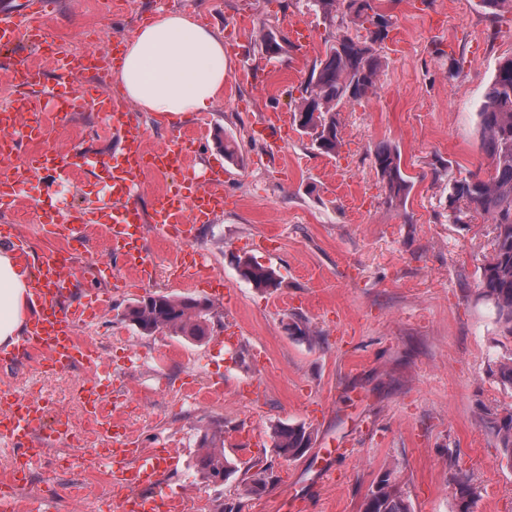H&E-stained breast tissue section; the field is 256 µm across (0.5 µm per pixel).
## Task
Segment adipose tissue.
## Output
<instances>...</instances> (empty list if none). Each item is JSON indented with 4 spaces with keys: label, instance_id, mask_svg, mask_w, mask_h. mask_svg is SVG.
I'll use <instances>...</instances> for the list:
<instances>
[{
    "label": "adipose tissue",
    "instance_id": "ef3b65f1",
    "mask_svg": "<svg viewBox=\"0 0 512 512\" xmlns=\"http://www.w3.org/2000/svg\"><path fill=\"white\" fill-rule=\"evenodd\" d=\"M112 69L123 97L144 112L180 117L211 109L227 77L224 41L186 15L162 12L121 43ZM30 283L13 252L0 249V347L24 333Z\"/></svg>",
    "mask_w": 512,
    "mask_h": 512
}]
</instances>
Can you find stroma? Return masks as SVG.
Here are the masks:
<instances>
[{"label":"stroma","mask_w":512,"mask_h":512,"mask_svg":"<svg viewBox=\"0 0 512 512\" xmlns=\"http://www.w3.org/2000/svg\"><path fill=\"white\" fill-rule=\"evenodd\" d=\"M394 22L383 66L368 98L345 102L338 114L342 146L322 154L310 135L288 123L269 141L263 116L293 113L301 84L336 34L306 0H56L49 32L77 52L110 53L158 10L176 11L224 39L228 77L218 103L186 117L134 111L147 148L206 127L193 146L197 174L224 170L223 213L198 225L191 249L204 254L210 284L171 275L178 244L147 233L144 247L157 277L121 290L109 277L80 278L102 314L79 336L112 368L115 417L139 447L173 448L176 466L156 489L216 512H361L365 495L392 472L412 512H455L451 478L467 472L479 493L473 512H512V466L491 427L512 411V390L498 377L512 358L492 309L477 297L480 268L493 248L494 227L482 217L453 223L448 186L486 168L477 110L499 63L512 57V12L488 14L479 0H383ZM253 30L237 33L239 15ZM302 18L314 33L296 51L289 23ZM282 49H261L265 32ZM235 140L240 159L224 156ZM48 140L71 153H109L110 118L92 110L50 120ZM394 144L411 190L405 204H386L374 149ZM40 191L31 183L14 207L0 212L29 244L30 255L54 248L37 224ZM273 268L279 287L242 279L235 259ZM153 293L190 295L211 305L210 333L195 342L168 332L141 335L125 308ZM302 321L311 334L293 336ZM236 342L224 340L227 324ZM83 367L45 373L38 355L0 364V386L41 393L76 427L52 447L15 493L19 506L45 498L51 512H122L92 452L112 441L88 425ZM247 383L264 394L244 402ZM302 424L312 443L299 459L279 457L270 438L278 423ZM224 426V452L240 471L214 486L196 475L199 436ZM70 456L67 469L59 457ZM270 465L266 485L244 492L254 462Z\"/></svg>","instance_id":"obj_1"}]
</instances>
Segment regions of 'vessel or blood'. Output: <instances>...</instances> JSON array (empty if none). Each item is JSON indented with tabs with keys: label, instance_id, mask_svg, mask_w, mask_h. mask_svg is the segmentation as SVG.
Listing matches in <instances>:
<instances>
[{
	"label": "vessel or blood",
	"instance_id": "b4317fda",
	"mask_svg": "<svg viewBox=\"0 0 512 512\" xmlns=\"http://www.w3.org/2000/svg\"><path fill=\"white\" fill-rule=\"evenodd\" d=\"M54 6V0H17L15 5L0 10V51L9 52L24 43L33 52H41L48 41L46 24ZM56 64L60 79L53 86L43 85L40 70L27 59L16 58L0 67V72L10 78H24L32 86L31 91L17 95L10 106L0 109V145H6L13 156L24 144L33 147L22 165L0 168V210L11 208L18 191L41 175L52 177L51 182L42 187L44 197L48 198L55 193L57 184L73 178L78 169H88L107 188L108 204L88 212L48 213L46 231L80 243L85 240L90 225L102 227L112 244L113 259H120L130 272L128 285L145 284L152 279L153 268L142 256L145 227L131 200L134 188L150 171L179 177L174 190L156 196L151 226L159 236L185 244L194 237L197 225L209 222L223 210V177L214 174L207 183H200L191 161L192 146L180 138L170 140L152 153H145L143 134L129 119L131 105L112 91L89 95L70 82V75L81 71L83 66L77 57L60 56ZM87 106L111 117L112 133L119 141L117 149L103 156L71 155L57 148H37L47 115L79 112ZM111 269V261H105L81 272L74 263L60 262L58 252L45 253L30 283L35 314L16 348L20 354H43L51 366L61 370L90 366L92 374L84 390L85 413L95 417L100 416L109 403L111 373L97 349L80 343L77 329L85 320L99 315L103 306L90 296L74 300L73 282L78 274L100 277ZM69 431L66 421L48 424L41 399L14 389H0V447L17 459L32 463L44 460L47 451L36 447V439L47 433L63 437ZM103 433L111 437L112 445L96 449L94 456L113 489L135 483L149 490L156 484L162 469L177 462L176 454L159 457L132 447L118 426L106 427ZM27 478V469L19 468L9 479L0 481V512H13V488ZM134 509L135 512H184V503L179 498L149 491L137 500Z\"/></svg>",
	"mask_w": 512,
	"mask_h": 512
}]
</instances>
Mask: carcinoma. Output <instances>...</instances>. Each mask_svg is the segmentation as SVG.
<instances>
[{
  "mask_svg": "<svg viewBox=\"0 0 512 512\" xmlns=\"http://www.w3.org/2000/svg\"><path fill=\"white\" fill-rule=\"evenodd\" d=\"M314 10L336 26L338 34L326 45L324 57L314 64L295 106L294 121L322 153L333 156L341 146L338 108L346 101L360 100L376 86L381 69L379 49L392 31L391 16L378 0H308ZM355 25L366 35L343 32ZM481 149L489 159L487 177L473 174L448 188L449 217L459 223L477 214L494 224L493 252L482 264L479 297L495 311L503 332L512 336V58L502 61L477 112ZM374 162L385 181L387 199L403 204L409 181L401 168L398 149L388 143L374 150ZM240 276L257 288H276L275 272L246 257L237 259ZM123 318L143 334L168 331L200 341L208 336L211 306L188 296L150 294L128 306ZM493 428L512 463V411L495 419ZM278 456L296 459L311 444V433L302 424H279L272 432ZM197 472L209 483L222 484L238 469L224 454V426L203 434L196 462ZM457 512H472L477 488L467 474L454 477ZM362 512H410V505L397 489L391 474H384L364 497Z\"/></svg>",
  "mask_w": 512,
  "mask_h": 512,
  "instance_id": "cac0c4a2",
  "label": "carcinoma"
}]
</instances>
